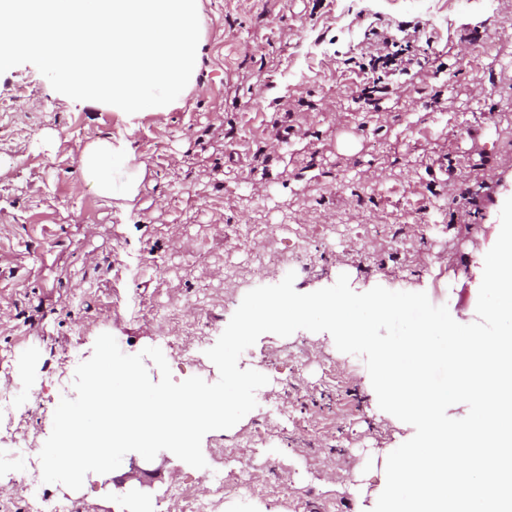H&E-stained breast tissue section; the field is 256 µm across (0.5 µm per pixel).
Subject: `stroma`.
<instances>
[{
	"instance_id": "obj_1",
	"label": "stroma",
	"mask_w": 512,
	"mask_h": 512,
	"mask_svg": "<svg viewBox=\"0 0 512 512\" xmlns=\"http://www.w3.org/2000/svg\"><path fill=\"white\" fill-rule=\"evenodd\" d=\"M205 54L182 107L136 119L70 106L31 64L0 74V388L23 413L0 427L42 447L74 374L61 349L90 358L96 338L160 348L174 381L206 355L250 290L308 293L347 275L426 293L452 317L476 315L472 265L512 197V0H202ZM416 27L421 61L365 104L349 65L368 25ZM130 130L144 165L131 210L103 204L77 165L91 141ZM453 172H445V165ZM278 254L282 265L268 262ZM237 266L235 279L225 265ZM267 376L257 406L201 443L208 463L232 440L274 462L285 498L223 497L216 512H358L382 484L391 414L366 392L361 357L299 330L259 337L239 358ZM209 471L169 451L131 452L115 477L80 490L44 485L77 512H173L179 485Z\"/></svg>"
}]
</instances>
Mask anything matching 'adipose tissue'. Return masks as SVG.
<instances>
[{"instance_id":"obj_1","label":"adipose tissue","mask_w":512,"mask_h":512,"mask_svg":"<svg viewBox=\"0 0 512 512\" xmlns=\"http://www.w3.org/2000/svg\"><path fill=\"white\" fill-rule=\"evenodd\" d=\"M82 178L107 206L128 208L138 195L144 174L126 135L94 140L83 149L79 160Z\"/></svg>"}]
</instances>
